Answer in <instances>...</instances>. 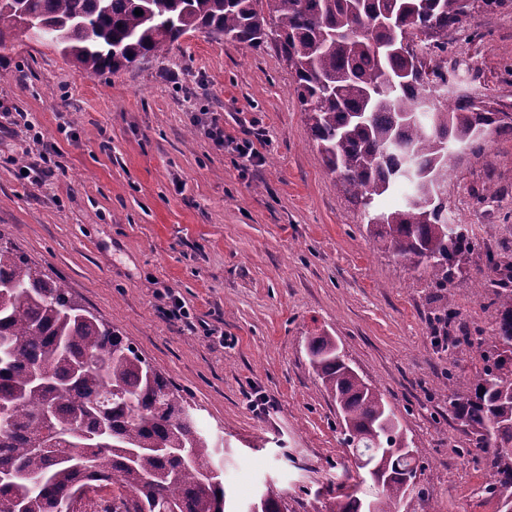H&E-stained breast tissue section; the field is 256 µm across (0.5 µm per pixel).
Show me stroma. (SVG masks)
<instances>
[{
  "mask_svg": "<svg viewBox=\"0 0 512 512\" xmlns=\"http://www.w3.org/2000/svg\"><path fill=\"white\" fill-rule=\"evenodd\" d=\"M458 75L512 101V7L453 35ZM262 134L261 164L217 146ZM40 143H33V135ZM485 157L454 146L448 213L477 248L454 283L457 346L437 343L439 292L369 236L327 174L293 79L273 45L192 31L166 58L88 74L21 33L0 47V239L63 281L117 328L224 441L227 498L282 493L288 512L339 495L355 465L304 341L329 334L383 393L415 452L422 499L409 512H494L486 459L448 411L446 380L468 395L493 309L474 295L486 253H512V138ZM49 155L34 183L21 167ZM180 297L190 323L169 319ZM268 399L252 410L250 394Z\"/></svg>",
  "mask_w": 512,
  "mask_h": 512,
  "instance_id": "35a3bbf8",
  "label": "stroma"
}]
</instances>
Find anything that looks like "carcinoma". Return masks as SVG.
Listing matches in <instances>:
<instances>
[{
    "mask_svg": "<svg viewBox=\"0 0 512 512\" xmlns=\"http://www.w3.org/2000/svg\"><path fill=\"white\" fill-rule=\"evenodd\" d=\"M512 0H0V45L19 27L12 10L48 22L54 45L89 74L116 73L201 30L252 48L273 40L295 75L297 99L336 189L369 234L448 288L475 244L431 204L448 179L450 146L482 150L512 137V103L454 94L426 104L448 81V31ZM143 14L137 16L135 9ZM406 38L413 51H401ZM403 208L380 200L401 185ZM492 343L471 395L448 407L486 457L485 493L512 499V257L486 254ZM310 367L342 416L344 441L380 474L375 498L353 493L311 512H401L414 498L413 458L396 453L399 428L382 394L348 369L333 336L307 338ZM217 445L171 381L118 329L12 245L0 242V512H78L74 494L99 495L94 512H228ZM259 512H286L271 490Z\"/></svg>",
    "mask_w": 512,
    "mask_h": 512,
    "instance_id": "cac0c4a2",
    "label": "carcinoma"
}]
</instances>
